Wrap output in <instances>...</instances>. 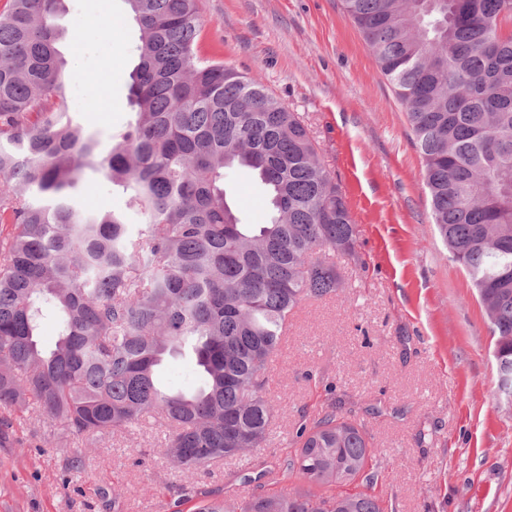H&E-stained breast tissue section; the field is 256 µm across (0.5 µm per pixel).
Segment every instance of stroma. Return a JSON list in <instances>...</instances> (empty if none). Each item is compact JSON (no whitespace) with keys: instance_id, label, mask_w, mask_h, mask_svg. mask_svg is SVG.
Listing matches in <instances>:
<instances>
[{"instance_id":"1","label":"stroma","mask_w":512,"mask_h":512,"mask_svg":"<svg viewBox=\"0 0 512 512\" xmlns=\"http://www.w3.org/2000/svg\"><path fill=\"white\" fill-rule=\"evenodd\" d=\"M202 52L259 80L307 125L357 226L356 258L333 254L336 294L306 299L269 364L270 437L185 478L140 425L78 442L37 412L0 407V512H194L203 494L242 499L308 483L283 471L300 424L327 412L361 422L370 489L385 512H512V409L493 397L494 342L468 274L431 220L420 152L403 106L338 0H199ZM55 25L72 118L102 153L134 115L129 74L139 32L125 0H61ZM247 224L267 223L249 169L224 181ZM77 205L121 210L125 196L87 174ZM82 467L70 471V459ZM267 468L261 485L247 471Z\"/></svg>"}]
</instances>
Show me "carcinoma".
Masks as SVG:
<instances>
[{"label":"carcinoma","mask_w":512,"mask_h":512,"mask_svg":"<svg viewBox=\"0 0 512 512\" xmlns=\"http://www.w3.org/2000/svg\"><path fill=\"white\" fill-rule=\"evenodd\" d=\"M140 31L135 118L107 155L72 122L53 24L60 0L0 10V405L34 410L72 439L166 429L157 454L186 476L261 447L274 409L266 371L284 323L336 292L328 251L355 256L356 224L298 113L257 79L200 54L197 0H126ZM404 107L432 218L468 273L512 373V0H339ZM254 171L272 216L243 224L224 172ZM124 212L73 195L87 171ZM59 338L38 343L45 312ZM191 350L199 390L166 391L165 357ZM285 470L328 496L203 499L196 512H382L344 487L369 457L363 425H300Z\"/></svg>","instance_id":"carcinoma-1"}]
</instances>
